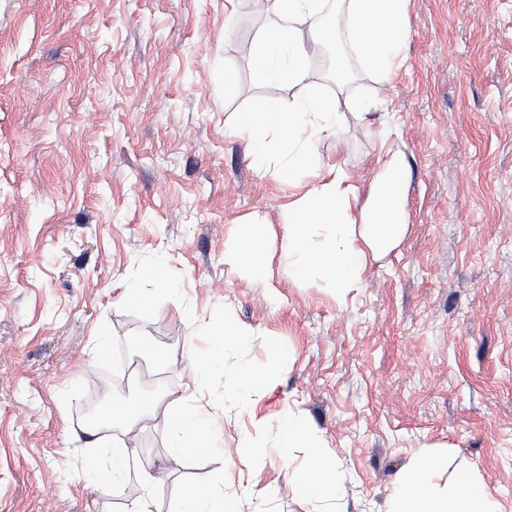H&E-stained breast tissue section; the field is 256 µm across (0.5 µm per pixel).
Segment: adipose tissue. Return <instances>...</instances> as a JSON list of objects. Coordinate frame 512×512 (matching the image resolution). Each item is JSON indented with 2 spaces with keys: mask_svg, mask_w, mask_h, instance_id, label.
<instances>
[{
  "mask_svg": "<svg viewBox=\"0 0 512 512\" xmlns=\"http://www.w3.org/2000/svg\"><path fill=\"white\" fill-rule=\"evenodd\" d=\"M407 177L401 164L389 163L387 179L375 204L366 215L356 218L350 212L353 186L344 184L335 172L320 175L318 187L304 195L288 214L286 244L298 257V276L320 271L332 277L337 288H347L358 278L367 257H379L397 246L404 232ZM318 226L331 230L330 239L320 245L312 238V231ZM264 236L263 224L243 225L240 246L228 254L229 260L239 265L245 275L259 280L265 275V264L252 246ZM223 429V421L216 418L194 421L189 414H182L172 427L173 457L205 453L212 436ZM89 436V448L101 452L93 471L95 481L103 487L116 483L127 470L128 448L112 444L96 428L90 429ZM298 480L318 500H330L336 495L330 464L320 449H313L310 462L299 472ZM170 512L242 510L239 500L225 495L223 479L215 478L205 486L189 489L172 505ZM391 512H498V507L468 478L461 479L452 494L437 495L422 471L401 481Z\"/></svg>",
  "mask_w": 512,
  "mask_h": 512,
  "instance_id": "obj_1",
  "label": "adipose tissue"
}]
</instances>
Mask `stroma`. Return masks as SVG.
Masks as SVG:
<instances>
[{"label":"stroma","instance_id":"obj_1","mask_svg":"<svg viewBox=\"0 0 512 512\" xmlns=\"http://www.w3.org/2000/svg\"><path fill=\"white\" fill-rule=\"evenodd\" d=\"M276 18L274 0L259 18L251 0H0V512H123L149 468L154 512L218 475L243 512H389L426 460L435 492L467 476L512 512V0H409L400 64L334 87L342 126L293 181L258 171L230 127L249 100L305 91L253 80ZM395 158L399 244L343 290L296 277L288 209L316 174L345 175L359 214ZM255 222L260 282L225 257ZM228 309L244 335L218 352ZM119 356L107 403L156 406L113 425L134 456L104 490L80 410ZM242 369L261 380L246 404ZM190 403L224 430L178 462L172 414ZM291 414L333 458L335 500L298 485L311 451L280 447ZM249 430L265 454L240 447Z\"/></svg>","mask_w":512,"mask_h":512}]
</instances>
